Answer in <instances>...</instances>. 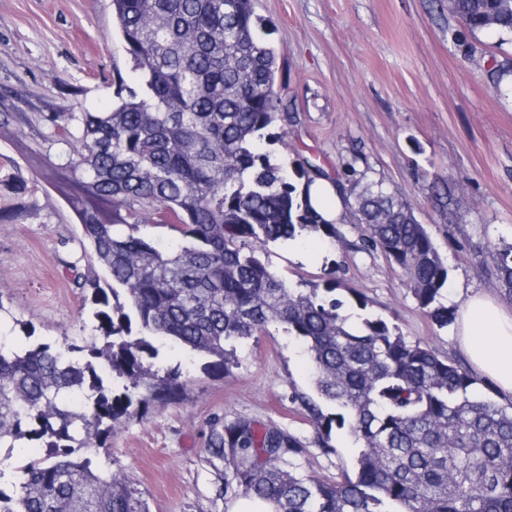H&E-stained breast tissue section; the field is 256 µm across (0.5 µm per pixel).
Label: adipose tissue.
Segmentation results:
<instances>
[{"instance_id": "1", "label": "adipose tissue", "mask_w": 512, "mask_h": 512, "mask_svg": "<svg viewBox=\"0 0 512 512\" xmlns=\"http://www.w3.org/2000/svg\"><path fill=\"white\" fill-rule=\"evenodd\" d=\"M457 336L472 371L512 397V309L491 295H472L459 311Z\"/></svg>"}]
</instances>
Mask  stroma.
<instances>
[{"label": "stroma", "instance_id": "stroma-1", "mask_svg": "<svg viewBox=\"0 0 512 512\" xmlns=\"http://www.w3.org/2000/svg\"><path fill=\"white\" fill-rule=\"evenodd\" d=\"M272 30L277 86L293 116L274 158L305 159L336 178L344 163L407 197L448 266L442 301L496 293L478 253L512 245V73L500 88L492 61L512 63V38L471 34L448 0H255ZM134 77L112 20V0H0V340L24 348L101 343L100 306L88 285L104 272L85 252L77 217L57 190L48 159L60 112L111 108L115 76ZM459 179L461 220L432 196ZM339 241L312 236L260 253L303 288L335 287L352 315L380 318L405 339L463 361L456 326L419 308L400 270L365 248L358 225ZM236 362L214 374L181 346L155 360L188 379L183 400L154 404L117 425L104 447L80 449L103 472H123L151 512H228L226 461L210 458L213 429L237 419L274 425L300 440L305 476L339 480L357 448L347 429L320 427L303 397H315L302 345L277 324L234 344Z\"/></svg>", "mask_w": 512, "mask_h": 512}]
</instances>
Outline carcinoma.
Segmentation results:
<instances>
[{
    "label": "carcinoma",
    "mask_w": 512,
    "mask_h": 512,
    "mask_svg": "<svg viewBox=\"0 0 512 512\" xmlns=\"http://www.w3.org/2000/svg\"><path fill=\"white\" fill-rule=\"evenodd\" d=\"M472 33L512 36V0H448ZM136 86L117 76L109 112L55 118L69 148L50 163L110 290L96 288L102 346L60 349L0 343V448L40 441L46 457L20 468L18 487L0 489V512H151L121 472L102 473L77 448L105 444L131 416L132 398L112 395L102 359L137 402L186 393L179 371H161L157 343L209 358L222 374L226 345L278 323L307 351L318 397L358 448L355 474L336 482L296 472L301 442L241 419L215 433L208 453L229 461L225 486L274 505V512H512V405L475 391L477 374L412 344L382 319L357 325L343 302L281 279L256 250L305 234L340 237L313 208L308 186L322 175L307 161L273 164L262 151L269 128L292 120L277 91V54L255 0H112ZM336 180L364 243L399 268L439 326L448 267L410 203L348 163ZM435 194L448 221L460 219L455 191ZM177 233L171 247L144 229ZM481 266L512 304V246L487 244ZM288 468H283V463Z\"/></svg>",
    "instance_id": "1"
}]
</instances>
